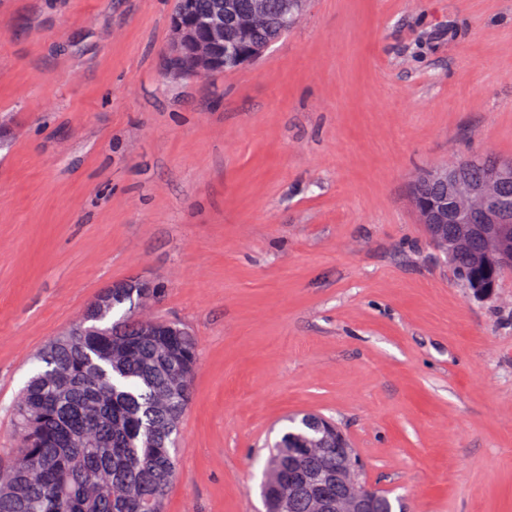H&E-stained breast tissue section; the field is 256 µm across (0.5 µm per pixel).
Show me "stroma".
<instances>
[{"mask_svg": "<svg viewBox=\"0 0 512 512\" xmlns=\"http://www.w3.org/2000/svg\"><path fill=\"white\" fill-rule=\"evenodd\" d=\"M173 6L0 0V464L33 355L139 280L199 346L163 512H264L304 413L406 512H512V271L475 296L411 202L512 159V0H310L207 78Z\"/></svg>", "mask_w": 512, "mask_h": 512, "instance_id": "obj_1", "label": "stroma"}]
</instances>
